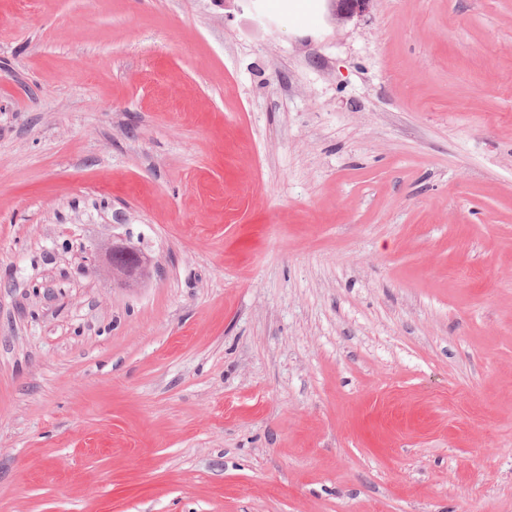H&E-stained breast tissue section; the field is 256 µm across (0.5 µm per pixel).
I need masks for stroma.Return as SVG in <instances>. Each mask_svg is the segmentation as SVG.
<instances>
[{
  "label": "stroma",
  "mask_w": 512,
  "mask_h": 512,
  "mask_svg": "<svg viewBox=\"0 0 512 512\" xmlns=\"http://www.w3.org/2000/svg\"><path fill=\"white\" fill-rule=\"evenodd\" d=\"M328 15L0 0V512H512V0ZM108 254L112 262L113 277L118 284L126 285L131 278L146 273L148 260L130 238L123 235L113 236Z\"/></svg>",
  "instance_id": "obj_1"
}]
</instances>
